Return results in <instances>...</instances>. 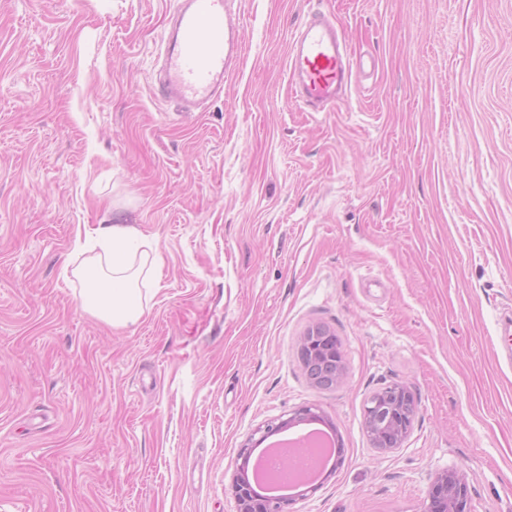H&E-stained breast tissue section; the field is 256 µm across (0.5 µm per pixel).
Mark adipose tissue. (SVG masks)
<instances>
[{"mask_svg": "<svg viewBox=\"0 0 512 512\" xmlns=\"http://www.w3.org/2000/svg\"><path fill=\"white\" fill-rule=\"evenodd\" d=\"M101 252L73 274L83 287V310L113 327L137 324L160 281L156 244L134 225L112 222L90 232Z\"/></svg>", "mask_w": 512, "mask_h": 512, "instance_id": "adipose-tissue-1", "label": "adipose tissue"}]
</instances>
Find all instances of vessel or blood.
I'll use <instances>...</instances> for the list:
<instances>
[{
    "mask_svg": "<svg viewBox=\"0 0 512 512\" xmlns=\"http://www.w3.org/2000/svg\"><path fill=\"white\" fill-rule=\"evenodd\" d=\"M232 0H177L159 70L158 88L182 115L216 99L241 61L243 40ZM294 99L332 112L351 88L349 50L333 16L314 12L299 24L287 52Z\"/></svg>",
    "mask_w": 512,
    "mask_h": 512,
    "instance_id": "obj_1",
    "label": "vessel or blood"
}]
</instances>
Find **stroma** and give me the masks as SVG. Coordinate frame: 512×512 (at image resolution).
<instances>
[{"label": "stroma", "instance_id": "1", "mask_svg": "<svg viewBox=\"0 0 512 512\" xmlns=\"http://www.w3.org/2000/svg\"><path fill=\"white\" fill-rule=\"evenodd\" d=\"M172 0H0V512H237L252 433L314 406L342 445L293 512H423L437 471L512 512V0H236L246 46L206 111L157 97ZM335 14L348 102L291 101L287 50ZM157 245L140 322L63 276L78 225ZM322 325L345 379L309 380ZM401 383L404 444L372 447ZM303 336L300 350L305 360L311 363L317 362L323 357L328 359L333 357V372L330 371L331 378L333 385L340 383L344 377L345 369L343 363L336 362V358L342 360V355L339 347L336 346L332 340H329V336L334 337L338 344L336 336L320 325L309 328ZM416 413L414 396L402 384L370 400L364 423L372 447L381 453L400 448L411 433Z\"/></svg>", "mask_w": 512, "mask_h": 512}]
</instances>
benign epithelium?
I'll return each mask as SVG.
<instances>
[{
    "mask_svg": "<svg viewBox=\"0 0 512 512\" xmlns=\"http://www.w3.org/2000/svg\"><path fill=\"white\" fill-rule=\"evenodd\" d=\"M331 333L320 325L307 330L301 340L304 358L317 362L322 358H342L339 347L329 340ZM417 403L406 386L398 384L374 397L365 407L364 423L373 448L391 452L406 441L413 427ZM279 425L267 424L256 430L259 437H250L240 448L230 488L236 499L237 512H287L292 500L271 503L260 496L249 476L252 448L260 445ZM424 512H471L469 486L464 472L446 469L434 475L429 485Z\"/></svg>",
    "mask_w": 512,
    "mask_h": 512,
    "instance_id": "benign-epithelium-1",
    "label": "benign epithelium"
}]
</instances>
